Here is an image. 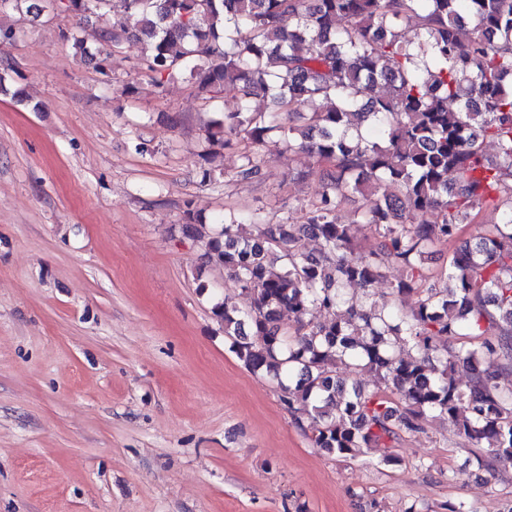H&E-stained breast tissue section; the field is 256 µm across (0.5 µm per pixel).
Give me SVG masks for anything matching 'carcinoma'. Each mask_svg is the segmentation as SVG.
<instances>
[{"mask_svg":"<svg viewBox=\"0 0 512 512\" xmlns=\"http://www.w3.org/2000/svg\"><path fill=\"white\" fill-rule=\"evenodd\" d=\"M110 0H65L89 22ZM127 16L95 30L112 51L135 41L157 91L188 77L210 102L228 86L239 105L208 132L214 156L239 142H271L323 165L326 190L302 224L233 221L207 235L204 263L234 278L250 306L224 301L214 316L253 373L272 377L316 447L339 457L395 444L437 418L486 449L479 467L512 464V0H125ZM268 97L273 108L253 107ZM382 139L364 136L365 124ZM492 143L497 159L486 155ZM245 153L240 181L262 174ZM365 200L355 243L339 220L344 200ZM493 207L498 221L458 244L463 225ZM413 211L429 214L408 224ZM308 237L321 241L302 250ZM455 245L448 270L421 264ZM398 268L379 299L348 296ZM414 294L408 312L398 302ZM296 318L282 328L280 311ZM324 321H306L311 310ZM405 349L415 351L401 356ZM471 370L462 385L458 366ZM366 370L375 390L344 378Z\"/></svg>","mask_w":512,"mask_h":512,"instance_id":"1","label":"carcinoma"}]
</instances>
